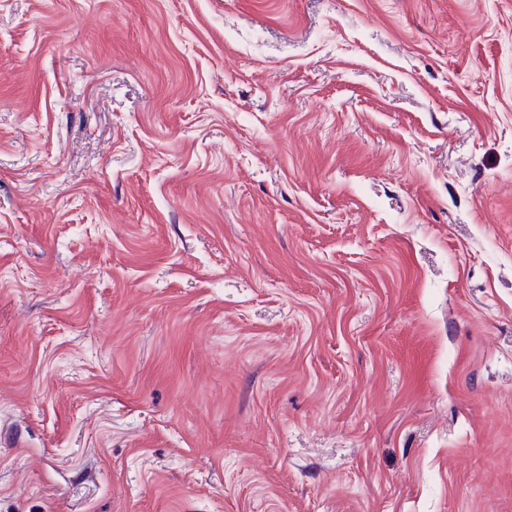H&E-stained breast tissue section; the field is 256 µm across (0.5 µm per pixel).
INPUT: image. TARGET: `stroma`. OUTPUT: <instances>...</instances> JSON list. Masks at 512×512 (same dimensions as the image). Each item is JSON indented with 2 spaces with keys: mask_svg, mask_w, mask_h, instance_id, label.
Listing matches in <instances>:
<instances>
[{
  "mask_svg": "<svg viewBox=\"0 0 512 512\" xmlns=\"http://www.w3.org/2000/svg\"><path fill=\"white\" fill-rule=\"evenodd\" d=\"M0 512H512V0H0Z\"/></svg>",
  "mask_w": 512,
  "mask_h": 512,
  "instance_id": "35a3bbf8",
  "label": "stroma"
}]
</instances>
